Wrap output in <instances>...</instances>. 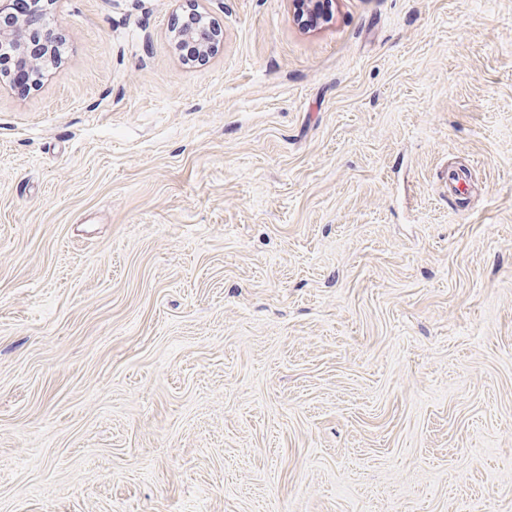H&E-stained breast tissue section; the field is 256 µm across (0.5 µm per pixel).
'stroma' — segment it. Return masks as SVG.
Listing matches in <instances>:
<instances>
[{
    "label": "stroma",
    "instance_id": "stroma-1",
    "mask_svg": "<svg viewBox=\"0 0 512 512\" xmlns=\"http://www.w3.org/2000/svg\"><path fill=\"white\" fill-rule=\"evenodd\" d=\"M45 20L0 85V512H512V0ZM296 17L308 28H316L333 17L337 0H291ZM204 17L197 10H192L179 31L183 41L195 44L203 60L213 54L222 39V29L214 22L204 23Z\"/></svg>",
    "mask_w": 512,
    "mask_h": 512
}]
</instances>
